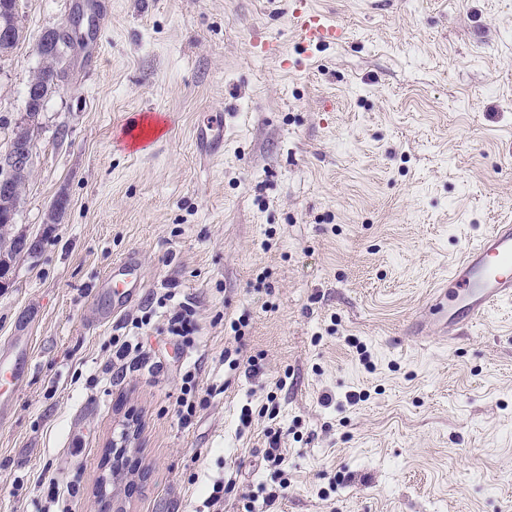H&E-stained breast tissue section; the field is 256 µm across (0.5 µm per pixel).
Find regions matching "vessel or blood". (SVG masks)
<instances>
[{"mask_svg":"<svg viewBox=\"0 0 512 512\" xmlns=\"http://www.w3.org/2000/svg\"><path fill=\"white\" fill-rule=\"evenodd\" d=\"M87 30L99 32L110 11V0H75ZM288 13L294 45L300 53L341 42L344 29L316 11L311 0H289ZM196 143L208 156L224 148V115L212 113L206 124L196 132ZM142 287L135 255L120 259L118 270L108 273L100 292L107 297L104 307L93 308L86 316L88 326L107 323L125 305L137 298ZM512 299V224H496L484 233L479 242L464 249L437 284L428 306L430 315L439 321L443 335L455 337L483 318L498 302ZM32 339L24 334L10 338L0 347V424L12 414L16 395L30 382L33 368Z\"/></svg>","mask_w":512,"mask_h":512,"instance_id":"1","label":"vessel or blood"}]
</instances>
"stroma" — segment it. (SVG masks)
Segmentation results:
<instances>
[{
    "label": "stroma",
    "instance_id": "stroma-1",
    "mask_svg": "<svg viewBox=\"0 0 512 512\" xmlns=\"http://www.w3.org/2000/svg\"><path fill=\"white\" fill-rule=\"evenodd\" d=\"M111 2L99 64L73 33L32 127L15 228L40 248L0 286V344L35 323L34 371L0 426V512H213L226 482L223 512H512V301L450 341L411 330L458 251L512 224V0H313L346 38L302 65L286 0ZM71 3L19 0L0 154ZM217 110L206 159L196 128ZM145 112L163 130L129 150ZM130 252L144 290L87 328ZM171 283L192 344L159 310L118 367L113 337ZM236 348L255 369L225 363ZM197 147L206 156H216L224 149V113L212 112L206 124L196 132ZM166 330L172 336L184 338L186 344H191L190 336L196 331L194 322V310L184 302L171 307L166 311ZM197 377L195 371H187L182 376L181 393L177 400V415L182 424L188 421L196 414L197 405L195 402V392L197 388Z\"/></svg>",
    "mask_w": 512,
    "mask_h": 512
}]
</instances>
